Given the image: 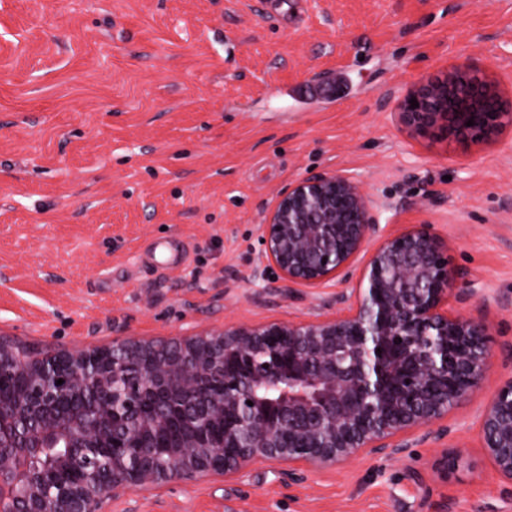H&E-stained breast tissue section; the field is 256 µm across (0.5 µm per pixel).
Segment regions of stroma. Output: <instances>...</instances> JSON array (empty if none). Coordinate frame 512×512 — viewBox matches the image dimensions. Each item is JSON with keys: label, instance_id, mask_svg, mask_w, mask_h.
<instances>
[{"label": "stroma", "instance_id": "35a3bbf8", "mask_svg": "<svg viewBox=\"0 0 512 512\" xmlns=\"http://www.w3.org/2000/svg\"><path fill=\"white\" fill-rule=\"evenodd\" d=\"M0 0V340L39 352L335 314L330 288L253 284L277 193L326 171L427 227L479 288L476 390L408 455L289 481L276 460L102 512H512L479 427L512 377V126L408 132L398 104L467 65L512 105V0ZM183 252L158 266L157 246Z\"/></svg>", "mask_w": 512, "mask_h": 512}]
</instances>
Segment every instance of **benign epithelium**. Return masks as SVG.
<instances>
[{"instance_id": "7a95c632", "label": "benign epithelium", "mask_w": 512, "mask_h": 512, "mask_svg": "<svg viewBox=\"0 0 512 512\" xmlns=\"http://www.w3.org/2000/svg\"><path fill=\"white\" fill-rule=\"evenodd\" d=\"M461 87L487 109L473 126L448 108ZM397 118L453 139L512 125L466 66L416 85ZM376 209L359 182L325 172L280 193L261 225L255 282L276 270L290 287L326 288L376 242L332 318L50 353L0 341V374L27 380L0 393V512H99L125 490L232 476L260 459L328 470L365 453L404 455L408 434L475 390L491 351L485 325L449 306L478 289L458 287L463 273L439 237L426 227L388 233ZM480 435L512 483V377L484 410ZM48 448L64 454L30 466L31 453Z\"/></svg>"}]
</instances>
